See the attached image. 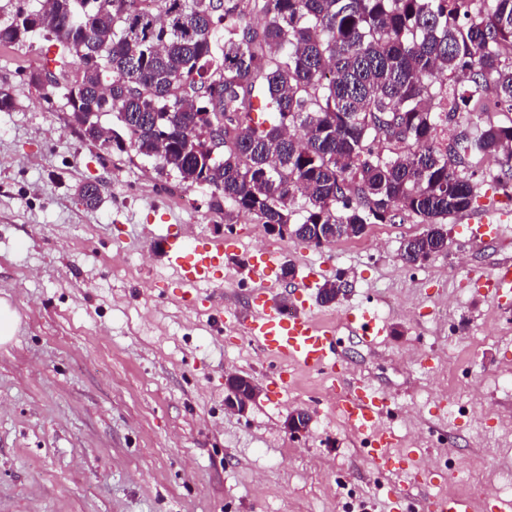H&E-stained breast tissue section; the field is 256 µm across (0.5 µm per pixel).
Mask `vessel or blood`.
I'll use <instances>...</instances> for the list:
<instances>
[{
	"label": "vessel or blood",
	"instance_id": "b4317fda",
	"mask_svg": "<svg viewBox=\"0 0 512 512\" xmlns=\"http://www.w3.org/2000/svg\"><path fill=\"white\" fill-rule=\"evenodd\" d=\"M151 234L161 242L166 261L180 285L187 288L215 284L223 276L225 252L237 248L236 240L213 241L205 237L198 238L195 245H188L177 224L154 226ZM274 267V253L251 254L246 268V278L253 285L248 306L222 308L216 313V320L228 318L240 324L243 334L280 365L324 375L330 382L329 392L337 411L353 432L363 437L373 472L383 478L405 472L411 476L410 484L427 486V479L413 459L393 452L391 435L381 428L380 422L391 407L388 395L353 378L338 350L335 326L311 314L304 294L310 278L317 276V269H309L308 280L295 286V300L287 304L278 293ZM474 282L494 302H501L512 294V261L502 260L489 274L475 275ZM345 327L361 343L378 345L382 330L370 310L348 313ZM406 487L400 484L392 489L400 512H475L474 502L464 492L411 496Z\"/></svg>",
	"mask_w": 512,
	"mask_h": 512
}]
</instances>
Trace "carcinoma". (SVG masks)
I'll use <instances>...</instances> for the list:
<instances>
[{"label": "carcinoma", "mask_w": 512, "mask_h": 512, "mask_svg": "<svg viewBox=\"0 0 512 512\" xmlns=\"http://www.w3.org/2000/svg\"><path fill=\"white\" fill-rule=\"evenodd\" d=\"M13 2L0 5V44L53 43L30 76L53 78L84 139L106 146L110 115L119 151L290 225L291 239L318 247L415 218L425 230L402 251L426 258L448 250V219L477 205L474 159L502 154L497 181L512 179V124L476 118L512 112V0ZM46 12L57 26L22 19ZM450 124L461 131L443 148ZM79 195L101 202L93 183Z\"/></svg>", "instance_id": "carcinoma-1"}]
</instances>
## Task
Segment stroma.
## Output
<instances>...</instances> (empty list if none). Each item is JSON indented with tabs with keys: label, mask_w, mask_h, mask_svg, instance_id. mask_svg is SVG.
Returning <instances> with one entry per match:
<instances>
[{
	"label": "stroma",
	"mask_w": 512,
	"mask_h": 512,
	"mask_svg": "<svg viewBox=\"0 0 512 512\" xmlns=\"http://www.w3.org/2000/svg\"><path fill=\"white\" fill-rule=\"evenodd\" d=\"M46 41L0 47V86L15 107L0 112V301L16 313L0 342V512H393L361 439L329 404L317 374L277 382L279 365L240 329L217 328L208 286L193 305L176 290L162 253L142 227L172 214L196 236L238 239L241 255L280 243L281 262L302 280L309 265L343 275L338 303L317 304L337 325L340 352L356 379L384 388L395 409L394 450L417 465L457 440L460 475L435 467L429 493L512 472V308L478 294L472 277L512 257V231L483 246L470 240V213L448 221V250L409 266L404 240L422 224H372L365 235L315 248L271 235L241 214L225 221L209 193L183 206L172 178L134 154L82 139L61 103L44 102L28 72ZM102 185L87 209L77 188ZM427 310L421 321L408 311ZM377 313L382 343L369 349L341 322ZM476 361L483 380L461 371ZM233 371L261 388L246 414L224 408ZM312 416L302 437L284 427Z\"/></svg>",
	"instance_id": "35a3bbf8"
}]
</instances>
